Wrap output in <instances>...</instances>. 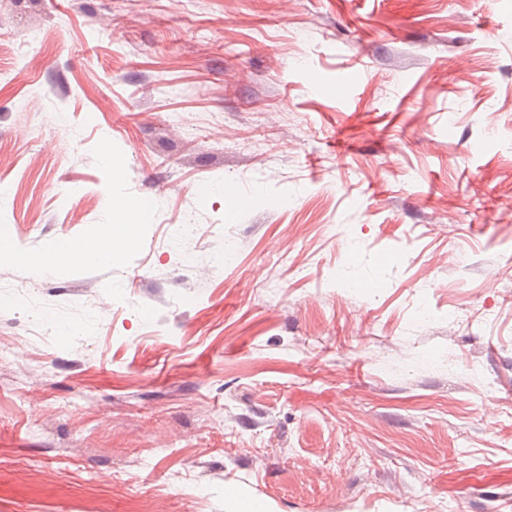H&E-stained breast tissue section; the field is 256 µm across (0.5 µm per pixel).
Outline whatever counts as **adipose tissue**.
Wrapping results in <instances>:
<instances>
[{"label": "adipose tissue", "mask_w": 512, "mask_h": 512, "mask_svg": "<svg viewBox=\"0 0 512 512\" xmlns=\"http://www.w3.org/2000/svg\"><path fill=\"white\" fill-rule=\"evenodd\" d=\"M134 219L130 222L104 225L99 241L79 242L62 241L52 248L50 261H43L14 247L7 237H0V262L25 265L33 269L43 266L67 268L90 266L104 262L108 258H117L119 251L131 248L137 241V218L143 217L145 207L135 203L129 207Z\"/></svg>", "instance_id": "ef3b65f1"}]
</instances>
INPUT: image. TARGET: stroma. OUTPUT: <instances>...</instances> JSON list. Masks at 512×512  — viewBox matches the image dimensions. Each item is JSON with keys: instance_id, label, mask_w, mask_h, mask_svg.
Listing matches in <instances>:
<instances>
[{"instance_id": "35a3bbf8", "label": "stroma", "mask_w": 512, "mask_h": 512, "mask_svg": "<svg viewBox=\"0 0 512 512\" xmlns=\"http://www.w3.org/2000/svg\"><path fill=\"white\" fill-rule=\"evenodd\" d=\"M146 202L0 264V512H512V0H0L14 245ZM137 226L133 222L106 224L98 242H59L52 247L48 263L16 249L9 238L1 235L0 262L26 265L31 269H41L47 265L67 268L99 264L105 262L106 258L116 259L119 251L131 248L137 241Z\"/></svg>"}]
</instances>
